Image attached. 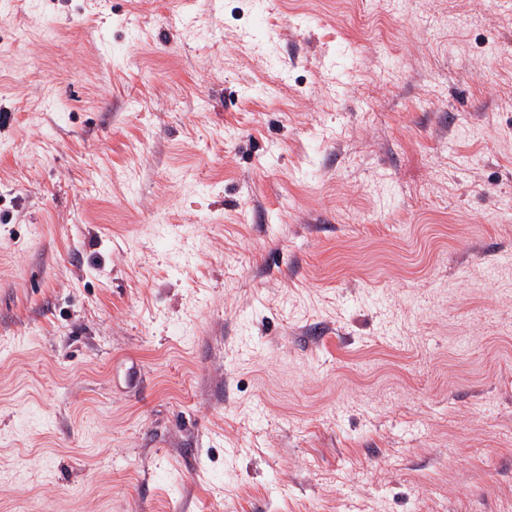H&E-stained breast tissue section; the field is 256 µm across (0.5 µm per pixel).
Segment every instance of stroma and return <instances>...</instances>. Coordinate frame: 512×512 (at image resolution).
Segmentation results:
<instances>
[{"label": "stroma", "mask_w": 512, "mask_h": 512, "mask_svg": "<svg viewBox=\"0 0 512 512\" xmlns=\"http://www.w3.org/2000/svg\"><path fill=\"white\" fill-rule=\"evenodd\" d=\"M0 512H512V0H11Z\"/></svg>", "instance_id": "stroma-1"}]
</instances>
